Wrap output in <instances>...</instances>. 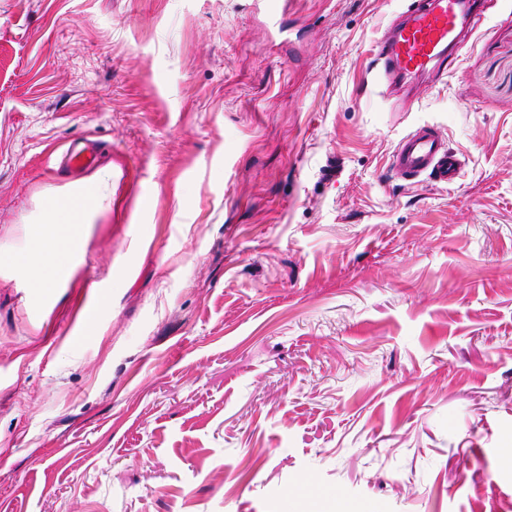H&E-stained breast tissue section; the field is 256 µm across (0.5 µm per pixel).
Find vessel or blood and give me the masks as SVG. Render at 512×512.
<instances>
[{
	"label": "vessel or blood",
	"mask_w": 512,
	"mask_h": 512,
	"mask_svg": "<svg viewBox=\"0 0 512 512\" xmlns=\"http://www.w3.org/2000/svg\"><path fill=\"white\" fill-rule=\"evenodd\" d=\"M479 12L480 0H412L403 20L378 46L376 63L382 75L391 82H405L445 67L460 35ZM390 168L405 180L425 174L443 184L456 182L462 171L458 156L428 124L399 140Z\"/></svg>",
	"instance_id": "obj_1"
}]
</instances>
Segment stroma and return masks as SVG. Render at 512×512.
Listing matches in <instances>:
<instances>
[{"instance_id": "stroma-1", "label": "stroma", "mask_w": 512, "mask_h": 512, "mask_svg": "<svg viewBox=\"0 0 512 512\" xmlns=\"http://www.w3.org/2000/svg\"><path fill=\"white\" fill-rule=\"evenodd\" d=\"M407 6L0 0V256L112 175L67 283L0 263V512H512V0L398 93ZM390 168L405 180L427 174L431 180L443 184L456 182L462 171L458 156L448 151L440 133L428 124L399 140L391 154Z\"/></svg>"}]
</instances>
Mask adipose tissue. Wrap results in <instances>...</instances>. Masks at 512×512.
<instances>
[{"label": "adipose tissue", "instance_id": "obj_1", "mask_svg": "<svg viewBox=\"0 0 512 512\" xmlns=\"http://www.w3.org/2000/svg\"><path fill=\"white\" fill-rule=\"evenodd\" d=\"M112 205L109 177H94L55 195L44 207L42 246L12 255V262L28 272L29 287L45 293L67 281L73 258L84 243L83 226Z\"/></svg>", "mask_w": 512, "mask_h": 512}]
</instances>
